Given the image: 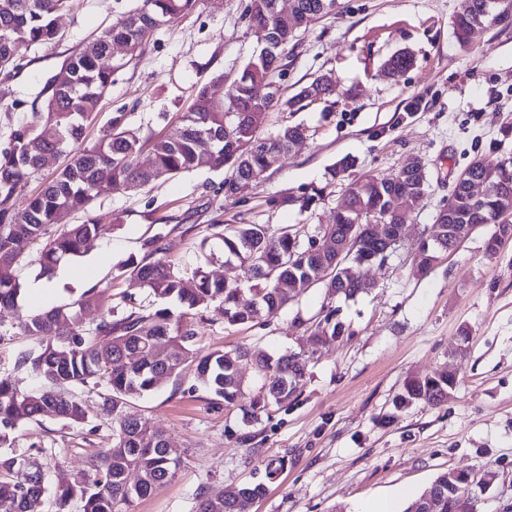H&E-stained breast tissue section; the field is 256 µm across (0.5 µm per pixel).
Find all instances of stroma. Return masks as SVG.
<instances>
[{
    "instance_id": "stroma-1",
    "label": "stroma",
    "mask_w": 512,
    "mask_h": 512,
    "mask_svg": "<svg viewBox=\"0 0 512 512\" xmlns=\"http://www.w3.org/2000/svg\"><path fill=\"white\" fill-rule=\"evenodd\" d=\"M248 2L197 0L191 12L160 27L115 74L86 143L103 136L111 113H130L141 136L162 135L187 112L200 83L217 81L225 93L258 47ZM137 5L75 0L58 21L59 43L19 45L21 70L0 74V147L41 111L44 91L67 57ZM463 7L464 0H338L335 11L285 49L280 79L287 97L323 75L335 90L302 111L281 105L269 112L264 134L298 124L304 139L243 197H224L223 173L201 168L135 192L105 190L88 212L60 214L58 227L91 218L106 230L84 254L60 263L68 279L51 299L26 293L17 308L0 310V380L23 390L42 387L14 368L29 344L19 329L29 312L90 289L99 304L87 314L90 322L111 309L123 312L129 299L148 311L166 307L136 280L113 275L118 264L141 256L155 233L164 234V257L184 277L200 267L239 281L242 270L224 264L216 225H299L314 235L331 223L353 183L394 173L411 156L428 178L388 264L364 268L373 283L368 292L347 300L319 286L304 288L287 306L238 326L225 322L216 303L193 316L202 347L299 353L304 376L294 401L249 424L239 409L196 386L188 371L137 400L135 411L182 450L184 464L133 512H195L199 485L214 496L252 482L267 492L249 512H357L383 498L403 512L450 470L484 482L475 512H512V239L487 255L485 225L427 275L412 269L414 247L433 233L457 175L477 159L512 158V28L488 26L460 44L453 20ZM401 50L413 54V66L386 76L384 61ZM344 158L352 166L335 172ZM286 196L291 204H267ZM304 196L313 197L310 208L300 207ZM161 216L166 225H158ZM330 311L344 324L343 335H321L319 323ZM444 370L457 375L447 400L397 408L407 379ZM102 393L93 384L81 389L84 422L45 417L10 431L12 448L38 449L53 485L73 482L90 456L112 445ZM245 431L252 437L246 445L237 440ZM275 458L285 466L271 475L266 465Z\"/></svg>"
}]
</instances>
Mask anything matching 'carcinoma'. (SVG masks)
<instances>
[{
	"mask_svg": "<svg viewBox=\"0 0 512 512\" xmlns=\"http://www.w3.org/2000/svg\"><path fill=\"white\" fill-rule=\"evenodd\" d=\"M71 2L0 0V72L9 77L22 68L15 56L16 44L36 48L55 44L60 38L57 20ZM273 2L249 0L250 21L267 28L269 47L250 57L225 101L213 99V86L197 87L177 128L147 142L133 128L130 113L115 112L106 133L94 144H84L85 129L96 118L114 73L125 66L112 57V45L127 44L125 56L133 57L152 32L188 13L196 0H143L142 7L101 32L95 50L67 59L52 80L43 111L34 113L32 125L12 131L7 146L0 150V308L17 305L20 283L14 269L25 258L27 247L42 244L37 262L40 274L50 276L61 260L83 254L104 230L102 224L84 222L51 236L49 227L60 212L87 211L106 187L135 191L200 168L230 171L229 179L237 182L233 196H241L271 167V155L281 157L303 139L299 126H284L269 138L261 137V131L268 112L281 101L276 75L284 48L334 11L336 0H292L286 12L273 11ZM492 25L512 26V0H466L465 9L455 19L454 33L464 45L476 30ZM412 64V56L401 51L383 69L395 75ZM332 92V84L318 78L288 99V107L302 108L304 102ZM146 145L151 159L144 166L138 156ZM65 152L69 162L18 207L17 197L42 170L46 157ZM474 182L485 186L483 195L471 191ZM426 183L424 171L405 164L390 175L358 181L320 236L306 238L290 226L224 225L225 260L240 263L246 281L264 284L255 289L248 303L240 301L243 288L238 282L212 278L202 270L186 279L174 271L163 258L164 235L157 233L145 241L141 258L127 260L118 271L138 280L154 296L177 301L182 308L179 315L163 308L148 314L130 311L114 319L109 312L87 326L86 313L96 306L91 288L72 303L24 319L20 328L31 345L19 352L16 367L51 390L25 392L12 382L0 381V512H44L50 492L58 512H66L74 499L80 501L81 512H131L135 501L174 479L183 465L169 452L164 435L132 412V401L187 369L200 387L228 407L245 399L240 369L252 365L267 388V400L252 401L243 408L248 423L274 406L288 405L296 398L303 376L299 355L255 356L245 348L205 351L197 345L189 315L217 301L224 306V321L235 326L284 307L306 283H321L328 293L347 299L365 291L361 269L382 263V252H395L396 232L414 213ZM453 195L452 208L436 217L433 239L416 249L415 267L421 274L438 259V237L466 238L478 226L492 224L494 230L485 241L489 255L497 253L502 239L512 237V169L505 164L472 162ZM362 215L386 218L394 235L386 240L375 238L370 223L358 222ZM346 241L352 245L338 261L336 245ZM91 382L105 388L103 410L112 415V447L93 457L89 473L51 490L35 457L3 447L7 431L44 416L84 421L88 409L77 390ZM456 383L451 371L411 378L404 385L399 406L416 401L437 405L447 399ZM20 468L33 470L30 481H14L13 474ZM265 494L262 483L232 487L218 497L202 488L196 494V512H246ZM470 501L462 486L452 498L433 500V512H457L458 504Z\"/></svg>",
	"mask_w": 512,
	"mask_h": 512,
	"instance_id": "cac0c4a2",
	"label": "carcinoma"
}]
</instances>
